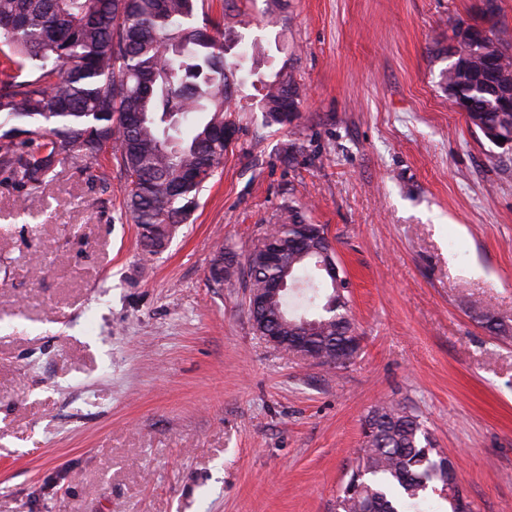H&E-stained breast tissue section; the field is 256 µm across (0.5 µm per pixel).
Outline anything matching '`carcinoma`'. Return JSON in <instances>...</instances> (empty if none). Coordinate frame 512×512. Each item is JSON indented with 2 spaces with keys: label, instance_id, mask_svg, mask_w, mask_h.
<instances>
[{
  "label": "carcinoma",
  "instance_id": "carcinoma-1",
  "mask_svg": "<svg viewBox=\"0 0 512 512\" xmlns=\"http://www.w3.org/2000/svg\"><path fill=\"white\" fill-rule=\"evenodd\" d=\"M198 0H0V52L21 80L0 81V170L20 185H37L61 163H86L108 147L122 167L129 190L125 208L151 252L164 249L168 225L185 224L197 198L224 163L228 145V83L244 70L226 54L234 31L214 33L195 22ZM182 43L181 55L165 52ZM261 112L269 125L292 122L299 88L290 74L264 83ZM457 100L480 111L475 128L512 133V112L496 111L476 82L458 84ZM41 140L35 150L15 141ZM302 216L288 211L275 235L287 244L283 264L316 269L319 256L300 258L290 242L300 235ZM249 253L251 287L279 278L282 267ZM344 292L323 280L280 294L265 311L250 310L262 335L310 339L322 365L347 366L359 336L347 313ZM456 468L434 447L421 415L400 404L380 403L362 422L361 446L349 478L336 496V512H420L438 493L458 512Z\"/></svg>",
  "mask_w": 512,
  "mask_h": 512
}]
</instances>
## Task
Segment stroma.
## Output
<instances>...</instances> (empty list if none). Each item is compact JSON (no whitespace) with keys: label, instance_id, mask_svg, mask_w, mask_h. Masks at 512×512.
<instances>
[{"label":"stroma","instance_id":"1","mask_svg":"<svg viewBox=\"0 0 512 512\" xmlns=\"http://www.w3.org/2000/svg\"><path fill=\"white\" fill-rule=\"evenodd\" d=\"M483 0H204L298 117L239 129L153 255L101 153L19 186L0 173V512H336L381 401L422 415L475 512H512V149L440 73ZM323 225L360 336L328 368L268 342L246 260L288 210ZM223 269L216 278L215 269Z\"/></svg>","mask_w":512,"mask_h":512}]
</instances>
